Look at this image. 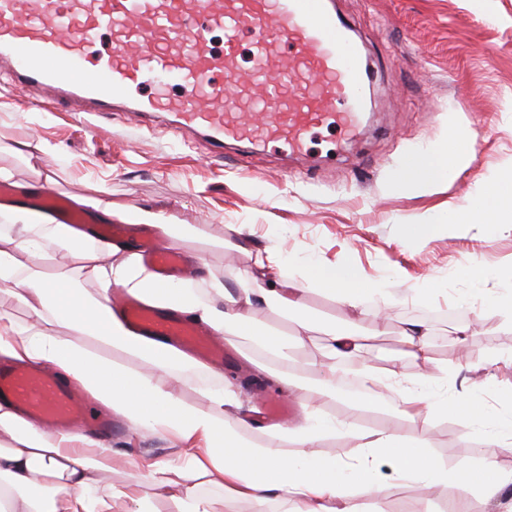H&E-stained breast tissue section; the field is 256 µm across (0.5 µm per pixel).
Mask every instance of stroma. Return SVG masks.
<instances>
[{"instance_id": "1", "label": "stroma", "mask_w": 512, "mask_h": 512, "mask_svg": "<svg viewBox=\"0 0 512 512\" xmlns=\"http://www.w3.org/2000/svg\"><path fill=\"white\" fill-rule=\"evenodd\" d=\"M337 15L349 22L355 43L369 61L372 76L367 110L356 137L321 131L307 156L295 158L273 148L228 145L215 159L209 144L194 136L192 146L171 140L159 127L127 121L122 115L83 122L66 105L37 110L21 105L7 76H0V168L12 182L26 186L50 179L67 199L89 196L112 207L121 221L130 207L153 208L198 224L202 239L182 243L184 253L200 256L190 272L199 279L217 278L227 289L238 286L240 272L254 268L267 249H276L289 272L305 260L350 262L369 281L381 284L385 300L367 301L362 331L368 333L367 363L395 370L407 381L434 368L448 376L434 386L437 397L453 396L461 381L486 379L481 394L487 412L501 418L512 407L499 398L512 386V328L490 308H473L463 296L502 293V270L512 267V223L501 215L479 217L454 231L421 238L403 235L402 225L427 224L465 209L472 195L512 175V0H333ZM473 139L466 167L426 189L400 190L391 184L408 155L429 152L449 135ZM225 247H218V240ZM49 258L20 255V262L48 280L97 292L95 283L78 276L79 260L54 243ZM479 263L482 279L465 267ZM434 287V298L413 296ZM426 322L428 361L405 355L402 329ZM466 325L465 344L451 328ZM496 354L493 371L481 368ZM295 358L302 379L281 394L277 364L258 360L248 339H240L235 361L184 379L182 403L203 410L209 393L232 384L243 405L228 410L230 422L246 420L240 434L253 445L264 443L268 425L253 421L259 399H285L353 424L410 436L418 422L390 406L351 407L343 396L319 395L311 383L321 361L320 339L301 341ZM108 447L112 468L97 476V489L123 487L131 473L154 463L180 467L182 448L173 437L137 430L115 417ZM430 451L441 465L474 460L476 446L463 443L451 417L437 418ZM379 497L369 512H451L462 502L467 512H498L495 503L472 483L448 489L398 478L389 463L375 473Z\"/></svg>"}]
</instances>
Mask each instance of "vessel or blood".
Listing matches in <instances>:
<instances>
[{"instance_id": "vessel-or-blood-1", "label": "vessel or blood", "mask_w": 512, "mask_h": 512, "mask_svg": "<svg viewBox=\"0 0 512 512\" xmlns=\"http://www.w3.org/2000/svg\"><path fill=\"white\" fill-rule=\"evenodd\" d=\"M330 0H0V71L25 106L84 104L92 116H170L173 139L310 150L317 130L352 135L368 77ZM222 30L221 51L210 34ZM250 34L249 68L239 64ZM160 280L184 272L181 253L148 240ZM113 313L144 336H166L224 363L222 341L197 323L123 295ZM0 397L52 430L112 438L109 416L88 415L81 387L46 368L0 364Z\"/></svg>"}]
</instances>
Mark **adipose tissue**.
I'll return each instance as SVG.
<instances>
[{
	"label": "adipose tissue",
	"instance_id": "obj_1",
	"mask_svg": "<svg viewBox=\"0 0 512 512\" xmlns=\"http://www.w3.org/2000/svg\"><path fill=\"white\" fill-rule=\"evenodd\" d=\"M469 139L456 138L454 145L412 156L396 173L393 184L403 189L421 188L447 179L451 165L471 159ZM512 204V179L494 183L472 197L470 211L448 219L449 227L469 223L471 216L499 211ZM12 222L0 232V291L11 294L30 316L20 325L0 313V353L38 366H52L77 380L96 400L126 418L133 426L176 434L191 451L178 471L185 478L183 493L174 512H212L196 482L197 476L212 477L238 500L284 499L288 512H363L366 498L381 492L372 476L380 457L392 459L396 474L444 487L461 481L474 483L490 499L499 500L503 512H512V500H503L512 474L500 470L494 449L512 446V418L489 417L479 391L466 392L453 400L436 398L432 385L437 374L403 384L393 371H378L365 363L361 354L366 339L356 321L317 327L308 315L294 318L289 336L256 319L260 309L283 310L298 305L309 292L339 298L351 309L364 311L366 301L382 295L381 285L370 283L347 262H308L295 276H282L283 266L275 251H267L257 266L243 273L236 293H228L223 282L212 280L207 292L176 284L158 286L155 275L131 251L109 241L93 244L72 237L66 224L34 219L25 205L11 207ZM130 220L157 228L164 241L178 245L200 236L196 224H182L173 216L146 208L130 212ZM68 244L81 258L80 276L99 287L88 298L73 288L48 285L34 272L24 270L18 255L40 254L45 239ZM125 288L127 293L164 308L192 315L213 331L227 336H246L263 356L278 360L280 375L292 382L289 341L322 333V363L317 389L335 392L349 369H356L362 387L350 402L368 406L380 391L395 393V408L401 414L423 421V428L406 438L385 429L357 433L363 454L352 463L333 458L313 459L309 448L339 430L335 420L310 411L296 424L278 426L259 446L243 442L234 426L224 421L225 407L235 405L232 391L210 394L205 411L186 409L179 398L183 371L195 368L193 358L170 343L129 331L112 315L109 290ZM81 332L98 344L123 349L143 360L133 370L112 364L90 351L74 346L53 333V326ZM456 418L466 440L485 447L479 463H459L454 468L439 465L433 458L428 437L429 423L441 414ZM0 434L7 436L0 446V512H114L117 500H124L128 512H151L152 501L161 496L176 469L155 464L149 474L134 475L127 490L100 494L96 476L111 469L112 455L88 438L61 435L24 417L9 400L0 401Z\"/></svg>",
	"mask_w": 512,
	"mask_h": 512
}]
</instances>
